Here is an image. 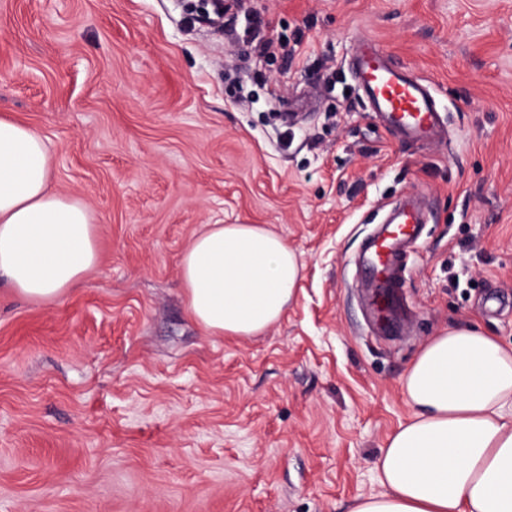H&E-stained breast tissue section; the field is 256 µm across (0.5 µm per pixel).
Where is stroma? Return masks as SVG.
<instances>
[{"label": "stroma", "mask_w": 512, "mask_h": 512, "mask_svg": "<svg viewBox=\"0 0 512 512\" xmlns=\"http://www.w3.org/2000/svg\"><path fill=\"white\" fill-rule=\"evenodd\" d=\"M0 0V116L44 137L95 217L96 268L56 303L0 285V512H350L383 493L430 339L512 346V0ZM370 38L430 81L449 136L395 140L349 71ZM432 217L401 334L356 258L396 196ZM204 224H264L304 263L280 319L213 336L179 262Z\"/></svg>", "instance_id": "1"}]
</instances>
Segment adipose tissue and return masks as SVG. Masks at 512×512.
<instances>
[{
	"instance_id": "1",
	"label": "adipose tissue",
	"mask_w": 512,
	"mask_h": 512,
	"mask_svg": "<svg viewBox=\"0 0 512 512\" xmlns=\"http://www.w3.org/2000/svg\"><path fill=\"white\" fill-rule=\"evenodd\" d=\"M52 160L30 126L0 118V279L22 298L59 300L97 264L94 217L50 188ZM302 263L261 224H206L180 258L191 317L214 336L275 324ZM413 417L380 449L385 491L351 512H512V348L472 328L434 337L403 382Z\"/></svg>"
}]
</instances>
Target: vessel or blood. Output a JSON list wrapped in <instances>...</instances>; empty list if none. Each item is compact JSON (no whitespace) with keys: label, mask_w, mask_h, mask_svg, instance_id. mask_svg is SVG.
Listing matches in <instances>:
<instances>
[{"label":"vessel or blood","mask_w":512,"mask_h":512,"mask_svg":"<svg viewBox=\"0 0 512 512\" xmlns=\"http://www.w3.org/2000/svg\"><path fill=\"white\" fill-rule=\"evenodd\" d=\"M351 77L368 112L402 144L423 146L446 139L433 91L412 67L393 62L383 48L361 39L352 57ZM427 212L411 197L399 204L393 219L369 242L367 278L376 304L397 311L407 270V246L417 239Z\"/></svg>","instance_id":"vessel-or-blood-1"}]
</instances>
